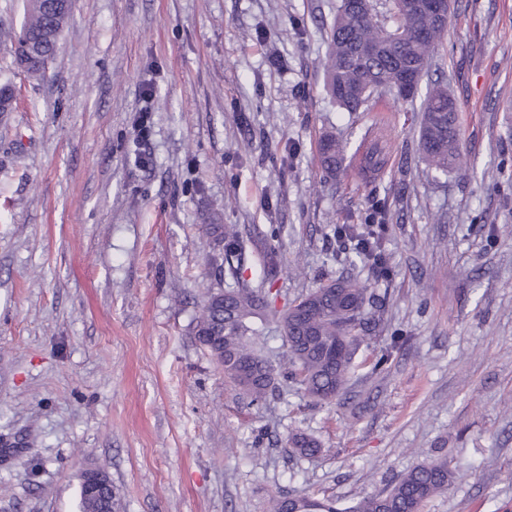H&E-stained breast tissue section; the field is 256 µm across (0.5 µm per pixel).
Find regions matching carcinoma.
<instances>
[{"mask_svg":"<svg viewBox=\"0 0 512 512\" xmlns=\"http://www.w3.org/2000/svg\"><path fill=\"white\" fill-rule=\"evenodd\" d=\"M71 9L50 13L44 0H29L21 33L14 47L15 62L22 48L39 46L55 53L57 42L69 24ZM444 27L428 17L409 18L398 6L390 22L378 20L373 4L352 15L340 4L329 37L326 87L336 105L347 112L368 107L376 96L389 93L400 78V65L416 61L422 75L429 73L432 55ZM448 88L434 83L421 107L418 151L427 170L448 175L464 165L457 112H449ZM348 143L332 133L323 135L319 160L333 173L346 158ZM389 159L388 143L374 138L363 151V170L382 171ZM338 238L356 241L354 257L360 263L380 268L383 256L379 239L369 224H341ZM208 234L224 241L222 271L235 285L211 293L199 309L195 340L206 349L224 379L257 403L275 388L278 376L296 384L305 396L329 402L348 387L355 352L367 325L368 288L351 278H338L312 289L288 303L280 315L286 352L284 362L274 366L264 354L260 323L266 320L271 290L238 282L244 260V245L236 224H211ZM302 456L320 451L319 442L305 434L290 439ZM452 471L448 460L435 459L402 474L391 488L341 508L334 501L309 497L275 496L270 512H421L431 497L448 490Z\"/></svg>","mask_w":512,"mask_h":512,"instance_id":"obj_1","label":"carcinoma"}]
</instances>
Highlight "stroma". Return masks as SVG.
I'll use <instances>...</instances> for the list:
<instances>
[{
	"mask_svg": "<svg viewBox=\"0 0 512 512\" xmlns=\"http://www.w3.org/2000/svg\"><path fill=\"white\" fill-rule=\"evenodd\" d=\"M338 4L72 0L35 81L12 53L26 0H0V512H80L89 466L123 512L347 507L438 457L455 474L424 512H512V0H451L430 75L458 103L466 166L439 178L419 103L331 100ZM381 114L383 172L354 153L320 167L322 133L354 149ZM377 210L380 270L333 234ZM207 224L238 225L241 278L271 280L276 309L340 276L367 285L344 394L316 403L282 379L252 404L225 384L193 337L224 253ZM296 431L320 452L297 455Z\"/></svg>",
	"mask_w": 512,
	"mask_h": 512,
	"instance_id": "1",
	"label": "stroma"
}]
</instances>
